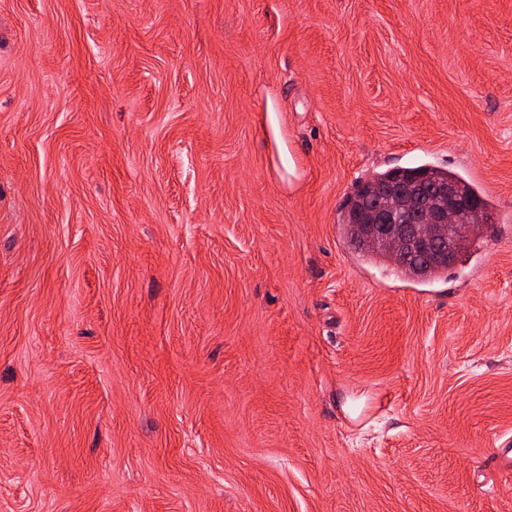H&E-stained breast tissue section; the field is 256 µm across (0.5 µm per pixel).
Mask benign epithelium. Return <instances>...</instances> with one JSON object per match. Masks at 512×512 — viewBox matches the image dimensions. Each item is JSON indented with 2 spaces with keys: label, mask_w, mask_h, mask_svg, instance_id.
<instances>
[{
  "label": "benign epithelium",
  "mask_w": 512,
  "mask_h": 512,
  "mask_svg": "<svg viewBox=\"0 0 512 512\" xmlns=\"http://www.w3.org/2000/svg\"><path fill=\"white\" fill-rule=\"evenodd\" d=\"M356 219L364 234L396 265L411 257L425 264L455 266L466 245L463 236H452L475 224H489L479 200L462 196L451 186L422 177L416 191L417 205L408 209L401 190H375L363 183Z\"/></svg>",
  "instance_id": "obj_1"
}]
</instances>
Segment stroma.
I'll return each mask as SVG.
<instances>
[{"mask_svg": "<svg viewBox=\"0 0 512 512\" xmlns=\"http://www.w3.org/2000/svg\"><path fill=\"white\" fill-rule=\"evenodd\" d=\"M419 165L493 222L413 282L341 220ZM509 437L512 0H0V512H512Z\"/></svg>", "mask_w": 512, "mask_h": 512, "instance_id": "stroma-1", "label": "stroma"}]
</instances>
